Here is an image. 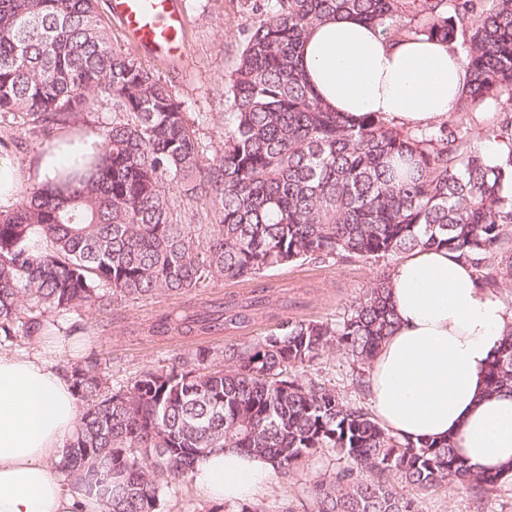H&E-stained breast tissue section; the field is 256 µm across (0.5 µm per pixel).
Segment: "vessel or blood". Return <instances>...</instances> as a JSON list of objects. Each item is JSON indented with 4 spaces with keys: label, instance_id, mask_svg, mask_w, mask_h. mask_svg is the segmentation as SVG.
Wrapping results in <instances>:
<instances>
[{
    "label": "vessel or blood",
    "instance_id": "obj_1",
    "mask_svg": "<svg viewBox=\"0 0 512 512\" xmlns=\"http://www.w3.org/2000/svg\"><path fill=\"white\" fill-rule=\"evenodd\" d=\"M112 13L139 47L161 62L186 54V22L176 0H112Z\"/></svg>",
    "mask_w": 512,
    "mask_h": 512
}]
</instances>
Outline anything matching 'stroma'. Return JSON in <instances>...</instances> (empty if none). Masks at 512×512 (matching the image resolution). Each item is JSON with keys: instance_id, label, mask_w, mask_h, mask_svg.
<instances>
[{"instance_id": "35a3bbf8", "label": "stroma", "mask_w": 512, "mask_h": 512, "mask_svg": "<svg viewBox=\"0 0 512 512\" xmlns=\"http://www.w3.org/2000/svg\"><path fill=\"white\" fill-rule=\"evenodd\" d=\"M187 19L188 52L184 60L159 64L147 51L135 48L144 67L175 86L195 120L208 156L220 154L224 144V114L228 107L224 80L232 69L242 43V29L249 23L241 0H178ZM43 138L28 134L19 116H0V159L19 174H26L34 156L44 146ZM380 265L371 260L337 264L307 260L268 272L272 281L311 285L310 294L292 310L294 316L333 322L346 306L371 287ZM228 282L215 281L211 288L185 295H158L113 306L110 315L82 310L58 318L42 336L17 337L0 346V351L22 356L39 352L59 370L85 357L96 356L113 384L133 380L140 372L169 364L179 353L198 348H223L225 342H254L265 335L268 325L251 324L232 335L176 338L166 343H149L132 336L131 330L164 310L229 291ZM304 379L316 378L334 385L348 401L369 405L367 388L357 386L349 359L343 352L327 351L313 366L299 369ZM336 455L324 450L289 476L271 475L257 486L248 500L265 512H303L310 506L311 484L330 478L336 471ZM420 512H512V481L502 480L481 495L466 484L419 494ZM161 512H224L222 506L195 485L192 478H179L162 487Z\"/></svg>"}]
</instances>
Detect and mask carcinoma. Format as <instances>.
Wrapping results in <instances>:
<instances>
[{"label":"carcinoma","mask_w":512,"mask_h":512,"mask_svg":"<svg viewBox=\"0 0 512 512\" xmlns=\"http://www.w3.org/2000/svg\"><path fill=\"white\" fill-rule=\"evenodd\" d=\"M252 22L224 82L222 154L210 159L173 86L112 40L98 0H0V115L20 113L36 137L74 132L102 107L104 152L64 185L34 186L0 210V344L36 337L48 319L147 295L187 294L216 279L242 284L204 306L156 315L149 342L230 335L267 318L254 343H227L224 368L196 350L114 386L94 356L66 377L81 405L62 467L98 489L106 512H159L169 477L212 450L263 455L287 476L326 448L340 466L310 488L312 512H420L406 493L504 479L473 471L446 440L392 435L336 388L297 368L335 345L364 365L395 320L387 263L444 247L494 292L512 280V121L480 126L488 103L512 112V0H253ZM335 16L379 25L392 40L460 47V120L405 130L380 113L352 122L314 94L300 62L313 26ZM504 143L487 164L472 143ZM213 222L184 224L197 202ZM383 261L375 283L336 323L288 315V284L256 283L305 260ZM279 302L280 312L271 310ZM512 388V330L488 371Z\"/></svg>","instance_id":"cac0c4a2"}]
</instances>
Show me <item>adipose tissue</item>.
Segmentation results:
<instances>
[{"label": "adipose tissue", "mask_w": 512, "mask_h": 512, "mask_svg": "<svg viewBox=\"0 0 512 512\" xmlns=\"http://www.w3.org/2000/svg\"><path fill=\"white\" fill-rule=\"evenodd\" d=\"M315 93L356 120L381 112L404 128H436L455 114L462 54L420 37L392 42L354 17L317 24L303 51ZM396 328L368 370L376 419L393 435L450 439L471 468L512 471V392L488 393L486 373L512 311L482 290L474 269L445 248H418L390 270ZM80 416L67 378L38 355L0 353V512H102L97 493L66 487L50 470ZM273 471L227 449L204 456L194 482L240 499Z\"/></svg>", "instance_id": "1"}]
</instances>
